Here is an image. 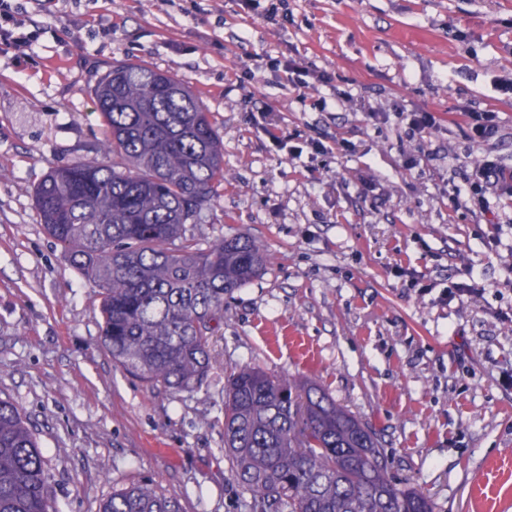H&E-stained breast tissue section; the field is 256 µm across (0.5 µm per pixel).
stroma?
<instances>
[{
    "label": "stroma",
    "instance_id": "35a3bbf8",
    "mask_svg": "<svg viewBox=\"0 0 512 512\" xmlns=\"http://www.w3.org/2000/svg\"><path fill=\"white\" fill-rule=\"evenodd\" d=\"M28 0L0 48V397L22 410L58 512L150 477L185 512H247L224 457V372L313 381L378 434L435 512H512V196L451 206L473 166L512 177V0ZM306 68L307 88L283 63ZM172 74L224 140L201 246L256 239L224 302L207 385L140 382L101 344L100 298L40 222L53 167L103 157L93 100L113 62ZM492 109L497 136L468 137ZM436 113L427 141L407 112ZM475 279L483 295L442 301ZM469 137L475 142L493 138L499 129V114L493 110L466 112Z\"/></svg>",
    "mask_w": 512,
    "mask_h": 512
}]
</instances>
